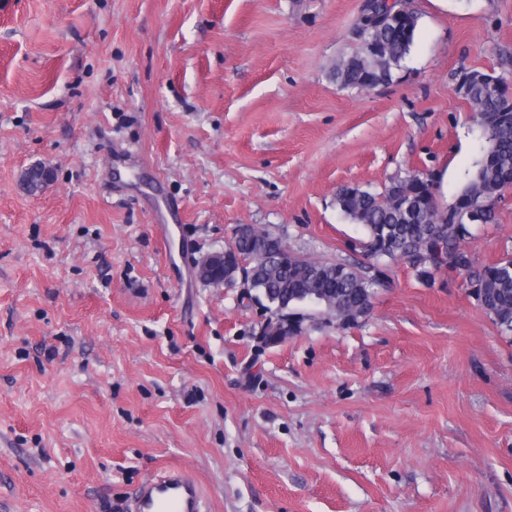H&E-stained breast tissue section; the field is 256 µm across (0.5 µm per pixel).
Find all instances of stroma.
Segmentation results:
<instances>
[{
	"label": "stroma",
	"mask_w": 512,
	"mask_h": 512,
	"mask_svg": "<svg viewBox=\"0 0 512 512\" xmlns=\"http://www.w3.org/2000/svg\"><path fill=\"white\" fill-rule=\"evenodd\" d=\"M393 83L343 89L362 0H0V512H512V335L451 269L267 346L195 265L238 225L365 263L336 190L480 153L461 72L512 95V0H409ZM53 179L38 191L33 166ZM465 247L512 251V187ZM199 484L176 467L162 469L140 486L130 512H207Z\"/></svg>",
	"instance_id": "obj_1"
}]
</instances>
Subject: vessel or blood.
<instances>
[{
  "mask_svg": "<svg viewBox=\"0 0 512 512\" xmlns=\"http://www.w3.org/2000/svg\"><path fill=\"white\" fill-rule=\"evenodd\" d=\"M130 512H206L199 484L176 467L162 469L140 486Z\"/></svg>",
  "mask_w": 512,
  "mask_h": 512,
  "instance_id": "vessel-or-blood-1",
  "label": "vessel or blood"
}]
</instances>
